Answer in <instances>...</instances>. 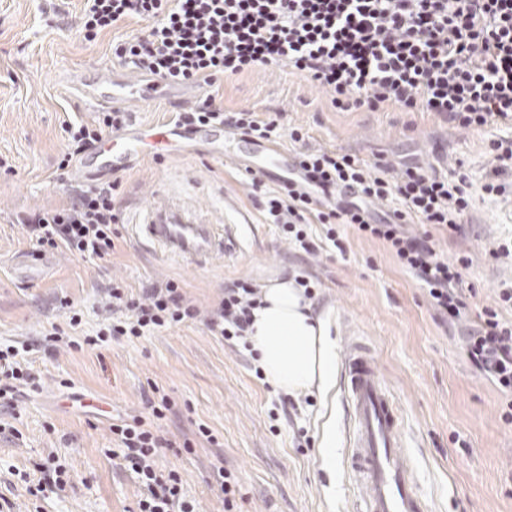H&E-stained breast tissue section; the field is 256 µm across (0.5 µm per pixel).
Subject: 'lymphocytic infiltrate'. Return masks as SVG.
Segmentation results:
<instances>
[{
  "label": "lymphocytic infiltrate",
  "mask_w": 512,
  "mask_h": 512,
  "mask_svg": "<svg viewBox=\"0 0 512 512\" xmlns=\"http://www.w3.org/2000/svg\"><path fill=\"white\" fill-rule=\"evenodd\" d=\"M131 20L145 22V30L113 42L112 57L136 73L211 87L259 65H284L325 89L341 111L392 106L433 114L456 129L512 126V0H84L80 26L92 43ZM131 120L130 113L109 110L90 124L66 122L59 169L73 166L105 133ZM175 123L188 131L218 124L256 142L304 139L301 128L284 131L279 117L248 108L225 111L211 94L178 112ZM295 167L287 184L275 188L252 179L266 223L308 254L317 250L307 232L312 224L325 225V238L336 248L341 224L386 245L427 290L437 320L457 329L466 356L507 395L503 418L512 423V318L506 315L512 284L466 322L462 283L470 258H442L428 236L412 230L416 224L456 228L472 207L468 175L420 164L397 169L335 149L299 151ZM120 187L117 180L86 185L67 205L24 216L28 238L42 251L110 257L122 221L114 205ZM107 297L112 316L95 335L67 339V329L82 322L75 312L67 328L55 325L45 333L44 352L95 348L197 322L247 349L252 312L261 304V290L248 278L237 279L206 307L188 300L172 278L136 293L116 282ZM32 379L16 348L0 347V405L14 407L18 385ZM151 409L152 421L112 427L120 442L113 456L144 489L138 512H198L179 473L156 464L167 443L157 426L169 409L167 397Z\"/></svg>",
  "instance_id": "obj_1"
}]
</instances>
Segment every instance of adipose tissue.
<instances>
[{"mask_svg":"<svg viewBox=\"0 0 512 512\" xmlns=\"http://www.w3.org/2000/svg\"><path fill=\"white\" fill-rule=\"evenodd\" d=\"M253 347L266 380L277 390L300 396L328 394L336 383V346L326 318L294 279L262 288V305L253 316Z\"/></svg>","mask_w":512,"mask_h":512,"instance_id":"ef3b65f1","label":"adipose tissue"}]
</instances>
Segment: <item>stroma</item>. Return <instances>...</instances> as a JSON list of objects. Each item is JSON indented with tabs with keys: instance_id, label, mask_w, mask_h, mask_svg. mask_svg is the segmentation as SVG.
<instances>
[{
	"instance_id": "stroma-1",
	"label": "stroma",
	"mask_w": 512,
	"mask_h": 512,
	"mask_svg": "<svg viewBox=\"0 0 512 512\" xmlns=\"http://www.w3.org/2000/svg\"><path fill=\"white\" fill-rule=\"evenodd\" d=\"M81 6V0H0V160L9 163L0 168V346L31 345L26 359L35 377L16 411L0 410V422L14 426L0 433V495L26 512L27 482L51 474L60 461L71 481L46 493L39 512H137L143 490L110 454L118 445L112 427L150 420L149 402L163 393L171 409L159 427L170 445L157 465L179 472L201 512H224L221 467L238 479L237 512H354L340 388L289 406L286 394L256 377L249 354L199 323L95 349L35 348L73 310L82 316L78 335L94 333L116 281L136 292L175 278L188 299L205 307L235 279L262 284L301 270L321 281L314 308L328 318L337 352L355 336L375 353L402 406L404 439L432 512H512V423L501 418V394L468 360L460 338L438 324L419 282L380 242L349 227L343 249L324 243L318 224L308 233L323 249L314 256L294 249L265 223L245 161L214 159L206 139L196 138L190 154L173 148L117 177L123 222L111 257L57 251L39 283L18 281L16 258L34 248L19 217L61 206L78 183L74 170L57 167L67 144L62 125L96 115L66 76L111 65L112 39L142 28L130 21L88 43L79 28ZM218 98L225 110L278 112L284 126L303 128L304 144L281 139L290 152L341 148L394 165L441 159L463 164L477 188L490 171L489 141L512 138L507 126L457 130L430 114L392 107L341 112L324 89L285 66L225 78ZM157 189L222 221L235 241L231 251L195 266L141 247L131 226ZM432 237L442 257H471L464 274L474 291L471 314L493 305L502 281L512 280V261L489 254L512 240V185L500 196L475 195L472 221L460 233ZM203 426L214 442L200 435ZM187 440L189 453L182 449Z\"/></svg>"
}]
</instances>
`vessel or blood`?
I'll use <instances>...</instances> for the list:
<instances>
[{
    "mask_svg": "<svg viewBox=\"0 0 512 512\" xmlns=\"http://www.w3.org/2000/svg\"><path fill=\"white\" fill-rule=\"evenodd\" d=\"M74 80L87 103L109 110L157 101L188 108L201 96L200 88L193 85L114 69H98L90 77L80 72ZM181 136L173 125L146 132L134 123L104 139L95 157L101 168L116 172L145 157L146 142L167 143ZM135 234L156 255L195 264L223 256L232 244L223 225L211 223L160 190L148 203ZM341 387L357 512H428L403 439L395 395L383 380L376 356L355 338L348 342L341 361Z\"/></svg>",
    "mask_w": 512,
    "mask_h": 512,
    "instance_id": "vessel-or-blood-1",
    "label": "vessel or blood"
}]
</instances>
